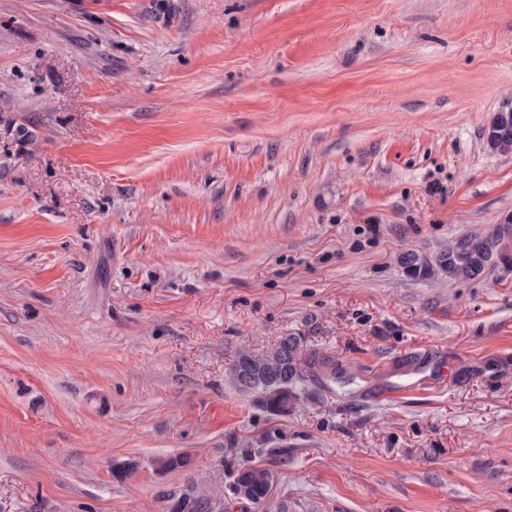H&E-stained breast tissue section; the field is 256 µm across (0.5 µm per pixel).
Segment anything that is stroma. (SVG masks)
<instances>
[{"mask_svg":"<svg viewBox=\"0 0 512 512\" xmlns=\"http://www.w3.org/2000/svg\"><path fill=\"white\" fill-rule=\"evenodd\" d=\"M173 3L0 0V512H512V272L397 261L512 222V0ZM287 335L355 395L254 406ZM231 479V494L237 497L239 488L245 487L252 498L249 502L259 504L267 498L274 474L268 468L242 463L233 469Z\"/></svg>","mask_w":512,"mask_h":512,"instance_id":"obj_1","label":"stroma"}]
</instances>
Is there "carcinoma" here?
<instances>
[{
    "instance_id": "1",
    "label": "carcinoma",
    "mask_w": 512,
    "mask_h": 512,
    "mask_svg": "<svg viewBox=\"0 0 512 512\" xmlns=\"http://www.w3.org/2000/svg\"><path fill=\"white\" fill-rule=\"evenodd\" d=\"M487 146L499 152L512 151V131L502 136L485 129ZM512 225L506 224L484 234H465L448 243V247L427 256L417 250H406L399 256V263L407 275L417 279H430L446 275L455 280H473L486 272L501 268L512 271ZM288 346V361L282 381L275 384L259 382L247 394L253 396L256 407L271 416H284L291 411L294 401L299 399L302 386L309 380L322 386L332 383L345 385L353 380L349 367L336 357L307 346L302 336H284L277 347L264 354L243 352L238 355L233 371L251 365L260 367L276 357L278 348ZM274 480L272 471L265 467L242 463L231 473L229 490L238 493L247 488L251 503L263 502Z\"/></svg>"
}]
</instances>
